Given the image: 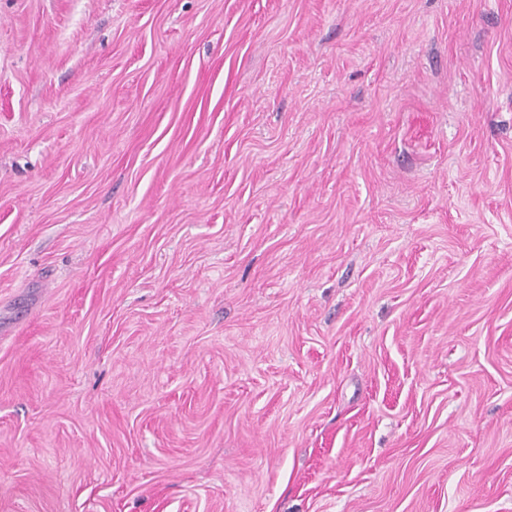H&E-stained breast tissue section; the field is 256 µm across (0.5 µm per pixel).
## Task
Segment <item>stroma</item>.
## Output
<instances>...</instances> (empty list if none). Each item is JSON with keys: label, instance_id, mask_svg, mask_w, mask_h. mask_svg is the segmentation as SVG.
<instances>
[{"label": "stroma", "instance_id": "obj_1", "mask_svg": "<svg viewBox=\"0 0 512 512\" xmlns=\"http://www.w3.org/2000/svg\"><path fill=\"white\" fill-rule=\"evenodd\" d=\"M0 512H512V0H0Z\"/></svg>", "mask_w": 512, "mask_h": 512}]
</instances>
